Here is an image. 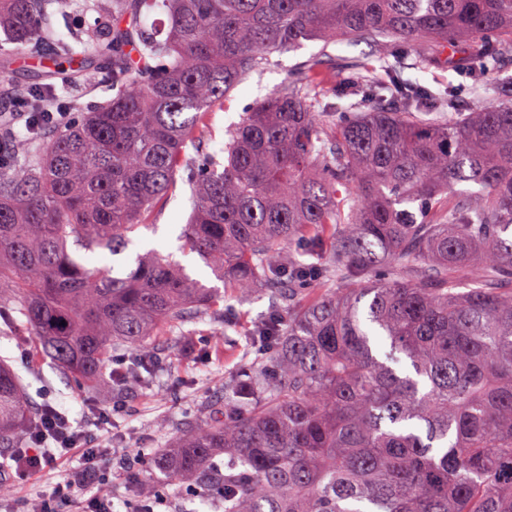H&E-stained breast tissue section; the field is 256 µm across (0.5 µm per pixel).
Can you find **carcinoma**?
Here are the masks:
<instances>
[{"label":"carcinoma","instance_id":"obj_1","mask_svg":"<svg viewBox=\"0 0 512 512\" xmlns=\"http://www.w3.org/2000/svg\"><path fill=\"white\" fill-rule=\"evenodd\" d=\"M92 7L115 24L164 14L166 35L122 30L98 71L49 25L74 0H0L4 60L47 55L114 91L48 130L36 161L0 167V319L35 359L120 392L151 386L154 340L272 288L280 313L252 330L224 403L192 413L155 468L221 512H512V98L469 108L355 66L345 117L312 94L328 69L314 56L228 132L224 158L185 155L266 56L308 42L383 55L400 39L420 64L493 73L512 53V0ZM39 89L16 88L30 112L46 111ZM439 101L448 116L429 117ZM179 173L193 195L181 249L221 286L158 250L90 267L155 221ZM37 416L0 362V448L24 445Z\"/></svg>","mask_w":512,"mask_h":512}]
</instances>
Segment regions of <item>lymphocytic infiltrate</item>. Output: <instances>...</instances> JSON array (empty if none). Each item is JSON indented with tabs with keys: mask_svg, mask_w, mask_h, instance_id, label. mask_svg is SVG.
<instances>
[{
	"mask_svg": "<svg viewBox=\"0 0 512 512\" xmlns=\"http://www.w3.org/2000/svg\"><path fill=\"white\" fill-rule=\"evenodd\" d=\"M39 417L42 427L29 447L16 449L8 470L17 481L56 469L59 462L76 458L62 479L51 483L48 491L15 503L0 499V512H115L111 496L98 492L103 480L101 464L110 451L94 447L90 438L73 427L67 413L56 405L44 404Z\"/></svg>",
	"mask_w": 512,
	"mask_h": 512,
	"instance_id": "f902f5d3",
	"label": "lymphocytic infiltrate"
}]
</instances>
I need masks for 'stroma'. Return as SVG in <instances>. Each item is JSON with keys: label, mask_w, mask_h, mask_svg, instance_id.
Listing matches in <instances>:
<instances>
[{"label": "stroma", "mask_w": 512, "mask_h": 512, "mask_svg": "<svg viewBox=\"0 0 512 512\" xmlns=\"http://www.w3.org/2000/svg\"><path fill=\"white\" fill-rule=\"evenodd\" d=\"M323 51L333 62L336 78L327 84L328 100L336 94L350 74L352 62L359 61L395 70L398 78L410 85L423 86L433 91L452 90L469 106L476 107L495 103L512 94V60L505 62L499 77H486L465 70L450 69L437 65H417L408 57L401 45H393L387 54H379L377 48L366 41H353L321 48L320 44L307 43L305 47L283 53H272L261 67L238 85L224 100L222 109L214 112L201 141L210 150L224 145L225 134L237 124L244 112L250 111L261 99L277 93L289 72L304 65L313 53ZM47 62L41 58H17L9 63L0 62V108L10 107L15 84L29 83L43 75ZM51 85L61 101L79 110L111 99L110 86L91 82L81 77L65 80L51 78ZM200 141V142H201ZM191 212V192L186 183H177L162 206L153 229L140 228L133 242L121 254L111 257L110 265L123 269L133 262L136 254L155 248L173 254L189 274L207 285L215 279L196 255L179 253L178 237ZM270 290H259L255 299L246 303L230 302L224 306V322L214 325L208 317H201L195 324L196 336L189 346L167 353L155 368L156 387L152 393H144L140 384L131 383L122 392L126 409L115 414L107 429L95 427L87 419L89 408L111 405L108 392L88 393L78 389L73 381L55 369L50 362L37 363L23 360L17 348L13 330L0 325V360H9L25 385L34 404L53 400L69 413L74 426L87 433L101 448L111 454L103 462L104 481L101 488L113 497L117 512H133L135 504L128 491V472L138 469L139 480L153 486L141 459L150 453L161 438L174 432L186 412L205 402L224 398V381L235 370L240 349L247 334L261 320L275 310ZM221 329L224 334V359L215 361L211 356L212 333Z\"/></svg>", "instance_id": "stroma-1"}]
</instances>
